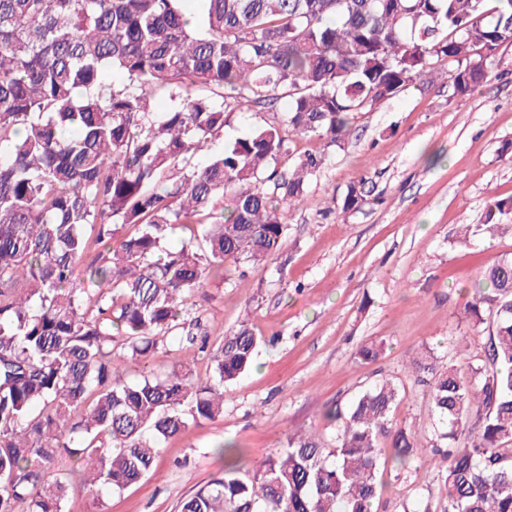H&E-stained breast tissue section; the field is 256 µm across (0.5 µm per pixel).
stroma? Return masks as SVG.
Listing matches in <instances>:
<instances>
[{
    "label": "stroma",
    "instance_id": "35a3bbf8",
    "mask_svg": "<svg viewBox=\"0 0 512 512\" xmlns=\"http://www.w3.org/2000/svg\"><path fill=\"white\" fill-rule=\"evenodd\" d=\"M497 58L472 94L452 96L441 79L356 114L342 146L295 140V152L325 148L331 161L303 204L286 210L280 261L246 266L241 278L207 279L191 298L209 346L244 323L261 338L253 368L225 387L222 417L160 444L142 481L112 494L78 490L65 512H178L186 495L222 474L216 445L243 448L246 472L291 432L334 447L336 426L325 410L386 379L399 389L394 420L429 437V387L410 363L425 356L435 369L451 365L472 378L487 335L465 303L486 266L512 259L507 216L494 235L460 243L462 225L479 223L488 201L512 197V158L499 152L512 140V46ZM359 182L366 204L343 212L348 186ZM370 341L383 351L365 362L357 351ZM186 361L201 375L211 366L208 353L172 336L122 377L133 382ZM445 465L436 456L401 475L385 473L378 512H403L416 500L442 512Z\"/></svg>",
    "mask_w": 512,
    "mask_h": 512
}]
</instances>
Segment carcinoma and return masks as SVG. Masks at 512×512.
<instances>
[{
    "instance_id": "cac0c4a2",
    "label": "carcinoma",
    "mask_w": 512,
    "mask_h": 512,
    "mask_svg": "<svg viewBox=\"0 0 512 512\" xmlns=\"http://www.w3.org/2000/svg\"><path fill=\"white\" fill-rule=\"evenodd\" d=\"M200 2L197 29L188 0H0V512H64L70 462L84 488L121 492L161 442L222 416L224 386L262 343L246 324L205 377L116 373L173 331L194 344L185 324L205 277L282 250L283 211L329 161L293 155V139L339 146L355 114L435 75L469 95L512 44V0ZM157 92L176 106L150 111ZM283 98L281 121L197 160L228 113ZM365 201L351 184L343 211ZM511 213L512 198L495 200L475 231ZM188 224L204 246L164 248ZM88 225L105 251L84 267ZM467 314L489 323L486 361L470 382L451 366L432 374L426 447L393 424L398 388L382 381L327 412L334 448L290 434L244 479L238 449L220 447L224 473L179 512H375L387 469L442 450L444 512H512V260L485 269Z\"/></svg>"
}]
</instances>
